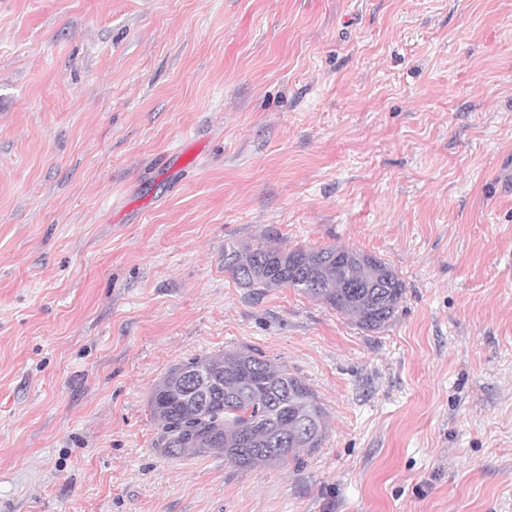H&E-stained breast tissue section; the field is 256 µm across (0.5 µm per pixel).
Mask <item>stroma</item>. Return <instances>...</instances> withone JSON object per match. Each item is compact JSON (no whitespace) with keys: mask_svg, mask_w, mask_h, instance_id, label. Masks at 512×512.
Instances as JSON below:
<instances>
[{"mask_svg":"<svg viewBox=\"0 0 512 512\" xmlns=\"http://www.w3.org/2000/svg\"><path fill=\"white\" fill-rule=\"evenodd\" d=\"M262 242L406 294L240 287ZM242 350L321 447L162 455L154 386ZM0 512H512V0H0ZM343 246L288 250L265 243L224 248V270L243 288H296L352 320L377 330L394 316L405 282L384 261Z\"/></svg>","mask_w":512,"mask_h":512,"instance_id":"obj_1","label":"stroma"}]
</instances>
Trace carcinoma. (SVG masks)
Masks as SVG:
<instances>
[{"label": "carcinoma", "instance_id": "1", "mask_svg": "<svg viewBox=\"0 0 512 512\" xmlns=\"http://www.w3.org/2000/svg\"><path fill=\"white\" fill-rule=\"evenodd\" d=\"M224 271L242 288H295L362 329L394 316L405 282L384 261L343 246L284 250L259 244L224 248ZM180 370L205 372L218 385L205 394ZM150 407L158 448L166 456L220 455L240 470L313 451L325 438L327 413L313 390L284 367L252 351L195 359L169 370L154 387Z\"/></svg>", "mask_w": 512, "mask_h": 512}]
</instances>
